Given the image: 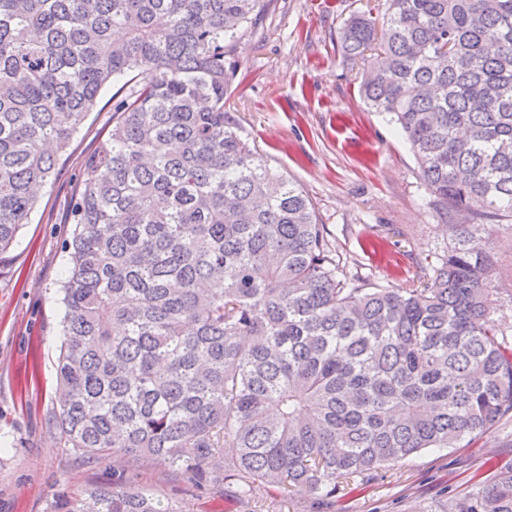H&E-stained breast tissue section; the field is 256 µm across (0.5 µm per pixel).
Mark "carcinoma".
<instances>
[{
  "instance_id": "cac0c4a2",
  "label": "carcinoma",
  "mask_w": 512,
  "mask_h": 512,
  "mask_svg": "<svg viewBox=\"0 0 512 512\" xmlns=\"http://www.w3.org/2000/svg\"><path fill=\"white\" fill-rule=\"evenodd\" d=\"M264 0H0V252L102 89L53 419L88 460L145 458L238 495L275 481L330 512L341 483L512 417L493 247L512 223V0H383L340 28L361 97L409 141L449 243L417 287L347 272L315 206L224 112L227 43ZM47 512H189L128 481ZM448 512H512V466Z\"/></svg>"
}]
</instances>
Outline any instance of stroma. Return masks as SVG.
<instances>
[{"label": "stroma", "mask_w": 512, "mask_h": 512, "mask_svg": "<svg viewBox=\"0 0 512 512\" xmlns=\"http://www.w3.org/2000/svg\"><path fill=\"white\" fill-rule=\"evenodd\" d=\"M378 0H268L255 27L229 46L234 75L224 109L270 167L313 202L349 271L385 288L430 275L448 249L445 220L431 203L405 137L388 115L369 110L360 69L347 65L337 32ZM112 89L73 135L30 224L0 254V512H46L64 486L133 478L190 512H311L309 495L283 497L254 484L248 501L235 485L198 488L168 469L121 456L94 463L62 448L51 420L60 285L70 211L86 178L85 160L112 126ZM500 274L498 317L512 338V229L493 235ZM512 459V422L454 448H428L336 491L335 512H446L451 495L490 479Z\"/></svg>", "instance_id": "obj_1"}]
</instances>
